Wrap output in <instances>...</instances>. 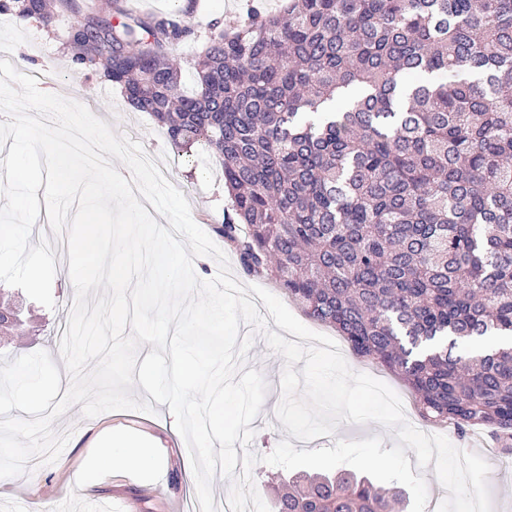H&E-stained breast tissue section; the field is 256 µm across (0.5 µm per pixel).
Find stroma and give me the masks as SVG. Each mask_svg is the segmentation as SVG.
Returning a JSON list of instances; mask_svg holds the SVG:
<instances>
[{
	"label": "stroma",
	"instance_id": "stroma-1",
	"mask_svg": "<svg viewBox=\"0 0 512 512\" xmlns=\"http://www.w3.org/2000/svg\"><path fill=\"white\" fill-rule=\"evenodd\" d=\"M247 2L196 0L191 22L198 37L181 43L175 50L183 68L184 83H191L193 79L200 38L209 34L214 23L227 29L237 26L245 16ZM73 21L71 13L61 10L54 12L47 25L24 21L8 12L0 13V43L12 47L15 67L20 72L40 77L47 92L85 105L112 126L115 134L140 142L143 149L152 154L163 175L184 194L197 225L216 245H223L224 239L213 223L214 216L221 213L226 204L224 173L217 156L197 146L188 151L174 149L162 127L150 115L132 109L118 86L102 74L82 71L73 62L65 44ZM46 59L57 61L55 73L39 71V63ZM227 259L238 282L260 286L282 298L285 306L298 320L304 321L307 328L335 337L334 329L308 320L300 305L286 298L274 279L244 273L235 254H228ZM55 266L52 286L55 308L44 307L13 286L0 295V301L19 308L25 329L21 339L0 335V355L14 359L43 350L50 354L54 363H61L58 330L68 322L75 291L69 276L68 254L56 255ZM253 337L247 366L262 373L267 393L260 414L251 424L255 436L250 448L262 457L270 454L281 440L289 438L288 431L275 416L281 401L280 379L285 360L268 348L262 335ZM347 364L353 372L368 374L390 387L403 401L407 421L424 433H433V426L418 416L410 393L396 375L353 358L348 359ZM53 427L59 432L72 430L68 444L55 463L44 466L28 463L26 471L14 482L0 483V512H40L45 503L52 512H190V504L196 496L195 477L187 445L168 405H157L152 414L113 411L91 419L84 418L80 406L76 405L57 418ZM111 427L151 435L158 443L155 470L135 472L104 468L95 480L78 485L79 474L85 464L98 459L102 435ZM372 436L381 437L384 449L394 445V431L375 422L364 425L344 422L333 435L309 442L292 441L295 449L312 450L334 446L339 440H362ZM445 436L457 448L479 454L487 461L492 512H512V454H505L491 434L480 428L463 436L449 429Z\"/></svg>",
	"mask_w": 512,
	"mask_h": 512
}]
</instances>
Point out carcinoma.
I'll list each match as a JSON object with an SVG mask.
<instances>
[{"label":"carcinoma","mask_w":512,"mask_h":512,"mask_svg":"<svg viewBox=\"0 0 512 512\" xmlns=\"http://www.w3.org/2000/svg\"><path fill=\"white\" fill-rule=\"evenodd\" d=\"M80 15L72 59L119 86L176 148L212 149L216 231L352 353L396 373L421 418L512 446V0H288L212 28L186 90L171 50L191 7L0 0ZM275 512H406L346 470L274 487Z\"/></svg>","instance_id":"obj_1"}]
</instances>
